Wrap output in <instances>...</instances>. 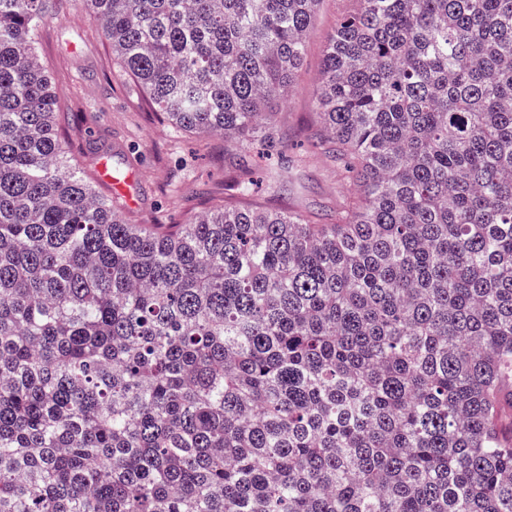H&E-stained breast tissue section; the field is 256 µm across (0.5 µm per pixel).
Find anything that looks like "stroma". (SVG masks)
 I'll use <instances>...</instances> for the list:
<instances>
[{
  "mask_svg": "<svg viewBox=\"0 0 512 512\" xmlns=\"http://www.w3.org/2000/svg\"><path fill=\"white\" fill-rule=\"evenodd\" d=\"M355 7V0H322L293 91L278 109L276 134L285 152L254 151L259 165L289 166L295 181L274 193L258 190L252 204L320 217L339 202L343 187L335 164L328 155L307 152L306 141L315 122L324 46L337 20ZM36 50L58 95L69 163L109 198L117 191L99 177L102 159L132 177L136 202L123 207L128 222L181 224L193 212L237 203L231 185L236 157L225 152L223 138L173 132L123 71L101 26L79 0H53L37 31Z\"/></svg>",
  "mask_w": 512,
  "mask_h": 512,
  "instance_id": "stroma-1",
  "label": "stroma"
}]
</instances>
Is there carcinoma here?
Returning a JSON list of instances; mask_svg holds the SVG:
<instances>
[{
  "label": "carcinoma",
  "mask_w": 512,
  "mask_h": 512,
  "mask_svg": "<svg viewBox=\"0 0 512 512\" xmlns=\"http://www.w3.org/2000/svg\"><path fill=\"white\" fill-rule=\"evenodd\" d=\"M236 192L321 0H80ZM322 57L325 218L129 223L65 164L0 0V512H512V0H357Z\"/></svg>",
  "instance_id": "cac0c4a2"
}]
</instances>
